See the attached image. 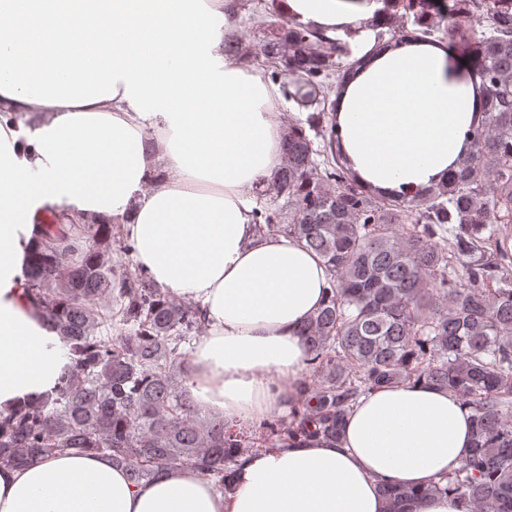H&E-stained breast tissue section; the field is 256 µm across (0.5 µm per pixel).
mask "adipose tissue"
<instances>
[{
	"label": "adipose tissue",
	"instance_id": "obj_1",
	"mask_svg": "<svg viewBox=\"0 0 512 512\" xmlns=\"http://www.w3.org/2000/svg\"><path fill=\"white\" fill-rule=\"evenodd\" d=\"M18 2L0 0V410L53 390L69 364L21 278L22 241L48 206L66 225H121L154 283L199 308L205 331L184 366L195 404L229 421L286 411L306 367L298 329L327 299V268L299 240L254 224L284 161L285 118L279 86L224 54L236 0ZM279 8L366 51L394 23L384 0ZM480 117L451 51L419 43L363 68L336 122L361 183L411 196L446 179ZM471 446L458 396L386 387L361 398L339 442L247 456L224 494L190 469L136 486L107 457L58 454L0 467V512H386L381 482L426 486Z\"/></svg>",
	"mask_w": 512,
	"mask_h": 512
}]
</instances>
